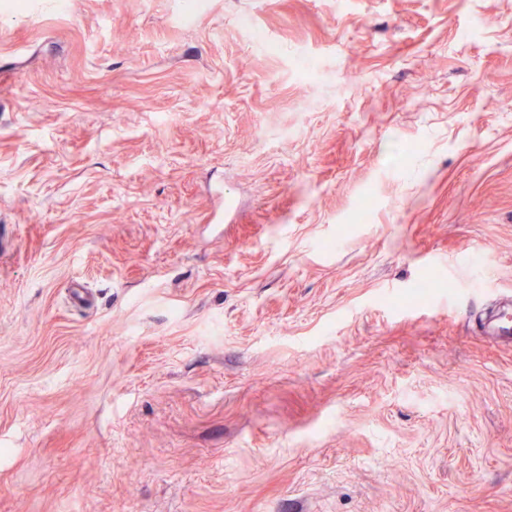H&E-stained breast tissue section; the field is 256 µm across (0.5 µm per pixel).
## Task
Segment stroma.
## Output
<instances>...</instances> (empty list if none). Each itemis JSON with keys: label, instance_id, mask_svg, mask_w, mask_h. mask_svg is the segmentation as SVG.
I'll list each match as a JSON object with an SVG mask.
<instances>
[{"label": "stroma", "instance_id": "stroma-1", "mask_svg": "<svg viewBox=\"0 0 512 512\" xmlns=\"http://www.w3.org/2000/svg\"><path fill=\"white\" fill-rule=\"evenodd\" d=\"M16 2L0 512H512V0ZM511 311L509 317L501 316V314L494 315L488 324V329L484 333L486 339L492 344L512 343V318Z\"/></svg>", "mask_w": 512, "mask_h": 512}]
</instances>
